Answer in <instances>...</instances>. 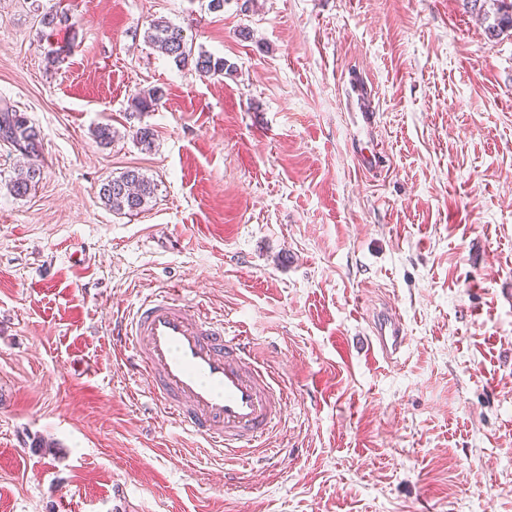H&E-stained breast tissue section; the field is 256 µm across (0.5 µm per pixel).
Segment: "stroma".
<instances>
[{
    "mask_svg": "<svg viewBox=\"0 0 512 512\" xmlns=\"http://www.w3.org/2000/svg\"><path fill=\"white\" fill-rule=\"evenodd\" d=\"M491 8L0 0V100L41 140L23 197L0 141V512H512V34L487 36ZM160 17L230 72L162 53ZM130 169L154 198L113 212L100 187ZM166 288L286 387L257 452L181 431L115 350L113 314ZM387 305L395 361L366 347ZM352 92V104L360 116V123L357 122L356 130L353 132V140L360 142V136H370L376 128L377 112L373 105L372 89L367 84L360 82L354 85ZM370 343L373 351L383 358L397 360L410 344V338L396 309H379L371 319Z\"/></svg>",
    "mask_w": 512,
    "mask_h": 512,
    "instance_id": "obj_1",
    "label": "stroma"
}]
</instances>
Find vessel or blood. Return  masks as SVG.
Masks as SVG:
<instances>
[{"label":"vessel or blood","mask_w":512,"mask_h":512,"mask_svg":"<svg viewBox=\"0 0 512 512\" xmlns=\"http://www.w3.org/2000/svg\"><path fill=\"white\" fill-rule=\"evenodd\" d=\"M360 121L356 136L377 124L367 84L353 87ZM370 343L383 358H400L410 338L394 307L379 309L370 323ZM112 339L132 350L131 368L180 427L238 455L281 420L287 396L273 373L258 363L243 340L227 339L223 322L190 311L175 292L141 301L112 326Z\"/></svg>","instance_id":"obj_1"}]
</instances>
